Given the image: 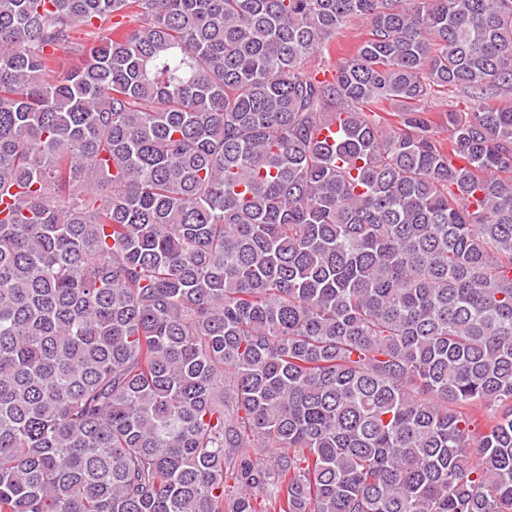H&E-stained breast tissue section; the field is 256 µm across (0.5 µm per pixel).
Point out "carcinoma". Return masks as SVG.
I'll use <instances>...</instances> for the list:
<instances>
[{
	"label": "carcinoma",
	"instance_id": "carcinoma-1",
	"mask_svg": "<svg viewBox=\"0 0 512 512\" xmlns=\"http://www.w3.org/2000/svg\"><path fill=\"white\" fill-rule=\"evenodd\" d=\"M505 92L512 0H0V512H512ZM369 25L365 20H353L347 23L336 35L330 53L315 54L305 62V68L312 73L334 72L336 65L354 52L356 47L369 34ZM88 36L84 28H75L71 31L70 39L56 47L54 53L59 64V72L65 74L80 65V56L76 48L87 43ZM482 104V100H467L457 91L444 90L434 93L422 103L423 108L431 113L433 121L442 138H448V111L472 112ZM447 114V117H446Z\"/></svg>",
	"mask_w": 512,
	"mask_h": 512
}]
</instances>
